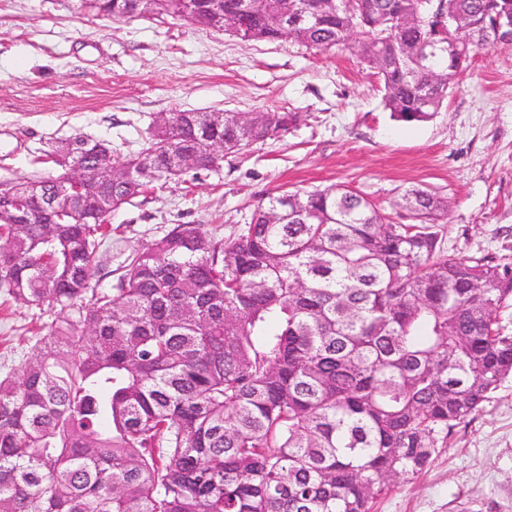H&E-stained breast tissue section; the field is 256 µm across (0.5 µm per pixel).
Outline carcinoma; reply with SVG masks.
Returning <instances> with one entry per match:
<instances>
[{
    "label": "carcinoma",
    "mask_w": 512,
    "mask_h": 512,
    "mask_svg": "<svg viewBox=\"0 0 512 512\" xmlns=\"http://www.w3.org/2000/svg\"><path fill=\"white\" fill-rule=\"evenodd\" d=\"M178 0L152 16L181 17ZM464 52L448 57L434 15ZM512 0H262L248 41L358 49L401 122L431 119L473 55L501 44ZM293 112H166L130 158L94 162L110 215L155 182L286 133ZM78 138L44 153L63 165ZM184 152L193 168L179 163ZM51 178L5 188L31 210ZM393 224L345 185L284 190L219 238L176 224L90 287L105 219L0 216V288L67 312L0 379V512H370L420 474L512 374V263L451 257L448 198L417 187Z\"/></svg>",
    "instance_id": "obj_1"
}]
</instances>
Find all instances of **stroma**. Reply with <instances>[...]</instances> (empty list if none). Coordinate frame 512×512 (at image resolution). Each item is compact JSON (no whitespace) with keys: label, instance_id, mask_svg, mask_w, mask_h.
Masks as SVG:
<instances>
[{"label":"stroma","instance_id":"1","mask_svg":"<svg viewBox=\"0 0 512 512\" xmlns=\"http://www.w3.org/2000/svg\"><path fill=\"white\" fill-rule=\"evenodd\" d=\"M285 110L284 136L225 157L190 183L159 184L111 216L91 285L111 287L133 251L176 224L220 237L283 190L346 185L410 223L406 189L447 197L449 255L512 262V45L478 53L423 123L391 117L379 78L352 48L243 42L169 16L119 22L79 0H0V181L50 174L41 156L76 136L120 157L172 110ZM52 314L0 289V373L19 374ZM371 512H512V377L457 425L418 476L394 481Z\"/></svg>","mask_w":512,"mask_h":512}]
</instances>
